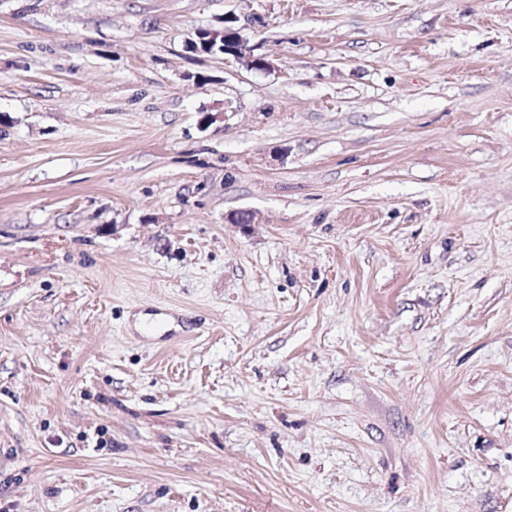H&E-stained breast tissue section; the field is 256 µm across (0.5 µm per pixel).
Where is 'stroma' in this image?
Wrapping results in <instances>:
<instances>
[{"mask_svg": "<svg viewBox=\"0 0 512 512\" xmlns=\"http://www.w3.org/2000/svg\"><path fill=\"white\" fill-rule=\"evenodd\" d=\"M0 512H512V0H0ZM211 37H220L224 42V56L230 55L238 60H244L247 66L253 69H265L268 63L263 58L254 57L251 49L243 40L240 32L232 27L225 26L220 31H211Z\"/></svg>", "mask_w": 512, "mask_h": 512, "instance_id": "obj_1", "label": "stroma"}]
</instances>
